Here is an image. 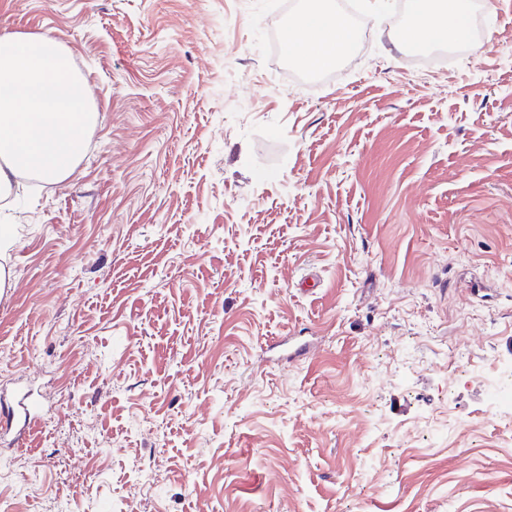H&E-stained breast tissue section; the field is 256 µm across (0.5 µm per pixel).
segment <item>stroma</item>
Listing matches in <instances>:
<instances>
[{"mask_svg": "<svg viewBox=\"0 0 512 512\" xmlns=\"http://www.w3.org/2000/svg\"><path fill=\"white\" fill-rule=\"evenodd\" d=\"M252 3L0 0L98 112L0 207V384L43 406L0 512H512V0L427 78L365 20L299 94Z\"/></svg>", "mask_w": 512, "mask_h": 512, "instance_id": "1", "label": "stroma"}]
</instances>
